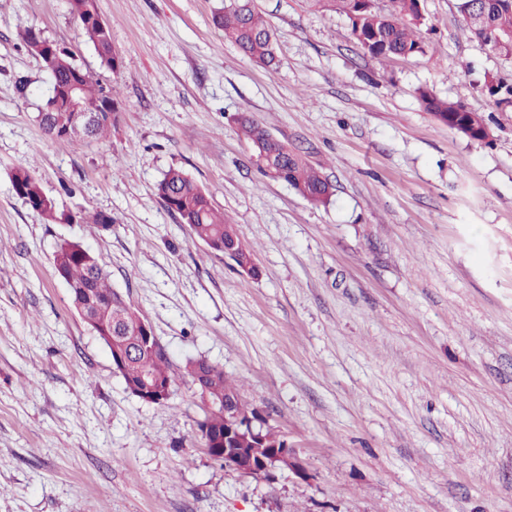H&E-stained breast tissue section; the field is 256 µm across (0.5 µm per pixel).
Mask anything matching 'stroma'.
I'll return each mask as SVG.
<instances>
[{
    "instance_id": "35a3bbf8",
    "label": "stroma",
    "mask_w": 512,
    "mask_h": 512,
    "mask_svg": "<svg viewBox=\"0 0 512 512\" xmlns=\"http://www.w3.org/2000/svg\"><path fill=\"white\" fill-rule=\"evenodd\" d=\"M252 5L274 33L270 69L225 41L224 0H98L114 72L68 0H0V512H512V104L482 89L512 61L472 39L456 0H421L424 53L390 60L340 13ZM23 25L117 89L107 140L43 134L52 77ZM422 88L483 113L490 139L439 122ZM238 113L298 149L331 201L262 176ZM22 165L111 230L45 223L12 190ZM173 167L236 225L258 279L165 209ZM63 239L164 346L166 403L130 394L76 313L54 273ZM191 359L242 381L305 478L205 452ZM82 35L85 37L87 42L93 45L101 65L105 66L112 71H117L121 66V58L115 50L112 52V68L110 65L109 45L111 41L110 30L108 34L103 32L96 23H90L88 20L81 19L79 22ZM99 53V54H98ZM115 61L118 62L117 68H115Z\"/></svg>"
}]
</instances>
